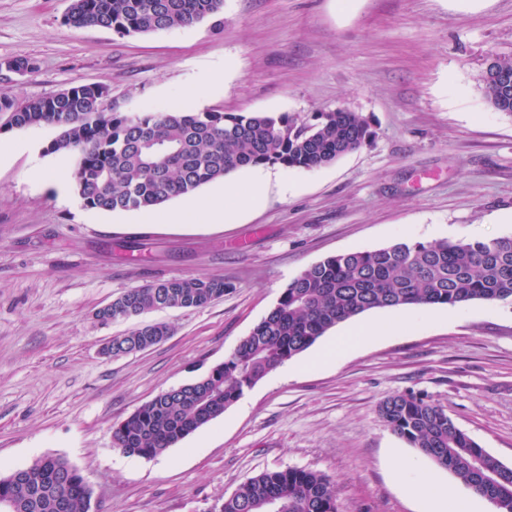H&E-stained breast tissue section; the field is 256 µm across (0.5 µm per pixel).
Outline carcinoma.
Instances as JSON below:
<instances>
[{
	"label": "carcinoma",
	"mask_w": 512,
	"mask_h": 512,
	"mask_svg": "<svg viewBox=\"0 0 512 512\" xmlns=\"http://www.w3.org/2000/svg\"><path fill=\"white\" fill-rule=\"evenodd\" d=\"M224 0H72L65 24L119 35L189 28L220 14ZM488 106L512 117V87L486 70L478 77ZM77 85L15 102L0 91V130L61 129L50 153H78L74 171L85 207L104 212L153 209L244 168L282 165L313 170L360 149L368 120L338 108L307 120L267 112L165 110L131 115ZM220 278L199 275L131 288L98 310L107 324L169 308L204 307L224 296ZM512 301V234L485 241H401L331 256L304 269L224 362L207 374L142 404L113 427V447L152 459L211 423L269 372L300 355L338 324L374 309L471 301ZM164 322L142 323L112 337L114 358L161 343ZM385 425L465 487L512 512V467L496 462L461 430L443 406L411 393L380 403ZM82 473L45 456L0 476V512H89ZM221 512H338L336 485L298 468L260 473L224 499Z\"/></svg>",
	"instance_id": "obj_1"
}]
</instances>
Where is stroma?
Here are the masks:
<instances>
[{"label":"stroma","instance_id":"35a3bbf8","mask_svg":"<svg viewBox=\"0 0 512 512\" xmlns=\"http://www.w3.org/2000/svg\"><path fill=\"white\" fill-rule=\"evenodd\" d=\"M71 0H0V91L18 102L74 85L108 89L131 114L362 113L369 144L314 170L245 168L225 183L264 194L232 224L189 212L190 197L140 212L84 207L76 157L49 152L53 126L0 134V476L44 456L92 490L90 512H212L247 479L289 467L335 481L338 512H426L394 476L466 488L381 421L387 397L443 405L512 467V303L473 301L458 318L359 345L307 368L280 365L224 414L163 454L112 445V427L160 392L223 362L302 270L399 241L472 242L512 233V117L491 110L478 76L512 52V0H224L190 28L121 36L73 29ZM43 168L34 184L24 175ZM188 210L179 224L168 213ZM224 279L223 298L144 314L168 338L120 358L103 345L135 328L96 321L122 292L173 278Z\"/></svg>","mask_w":512,"mask_h":512}]
</instances>
